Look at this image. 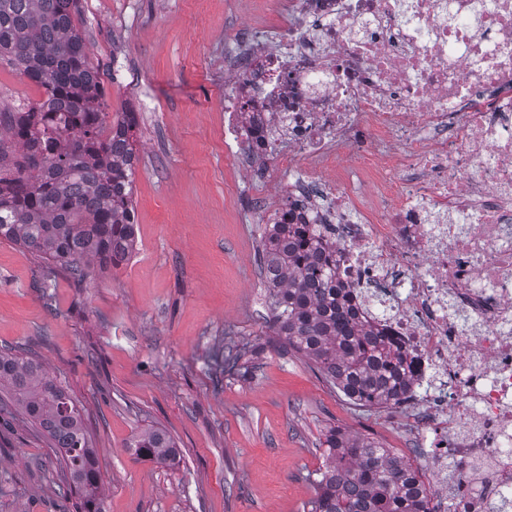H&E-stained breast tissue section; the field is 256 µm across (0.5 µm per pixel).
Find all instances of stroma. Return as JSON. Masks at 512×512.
<instances>
[{
    "instance_id": "stroma-1",
    "label": "stroma",
    "mask_w": 512,
    "mask_h": 512,
    "mask_svg": "<svg viewBox=\"0 0 512 512\" xmlns=\"http://www.w3.org/2000/svg\"><path fill=\"white\" fill-rule=\"evenodd\" d=\"M287 24L288 0H81L108 110L138 120L136 249L78 284L0 241V349L34 357L83 405L104 512H304L330 429L413 443L399 409L349 403L271 325L261 204L278 187L246 180L224 143V65L242 32ZM230 342L251 375L216 371ZM151 426L178 465L134 458ZM61 485L45 438L0 418V512H59Z\"/></svg>"
}]
</instances>
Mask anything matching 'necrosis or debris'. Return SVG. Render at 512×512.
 <instances>
[{"label":"necrosis or debris","mask_w":512,"mask_h":512,"mask_svg":"<svg viewBox=\"0 0 512 512\" xmlns=\"http://www.w3.org/2000/svg\"><path fill=\"white\" fill-rule=\"evenodd\" d=\"M239 61L224 136L336 248L411 363L408 458L449 512H512V0H290ZM272 157L261 168L257 159Z\"/></svg>","instance_id":"obj_1"}]
</instances>
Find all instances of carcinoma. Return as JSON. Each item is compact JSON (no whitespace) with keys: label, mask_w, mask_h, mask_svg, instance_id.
Instances as JSON below:
<instances>
[{"label":"carcinoma","mask_w":512,"mask_h":512,"mask_svg":"<svg viewBox=\"0 0 512 512\" xmlns=\"http://www.w3.org/2000/svg\"><path fill=\"white\" fill-rule=\"evenodd\" d=\"M79 0H0V60L37 85L36 102L0 110V240L19 245L80 284L93 267H117L136 245L133 175L138 122L105 112V87L75 24ZM261 270L273 325L356 405L390 406L407 386L410 364L375 327L348 313L349 291L319 262L335 252L307 237L304 224L276 221L261 234ZM246 351L227 345L217 368L245 375ZM0 388L22 417L50 440L77 512H103V478L77 402L35 359L0 350ZM329 464L316 480L309 512H436L432 493L404 458L366 438L331 429ZM129 447L137 459L180 461L175 441L149 427Z\"/></svg>","instance_id":"cac0c4a2"}]
</instances>
